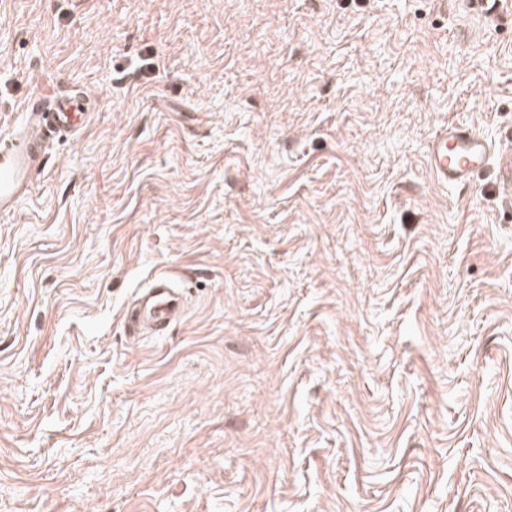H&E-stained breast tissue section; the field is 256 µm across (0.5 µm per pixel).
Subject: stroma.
I'll return each instance as SVG.
<instances>
[{"instance_id": "1", "label": "stroma", "mask_w": 512, "mask_h": 512, "mask_svg": "<svg viewBox=\"0 0 512 512\" xmlns=\"http://www.w3.org/2000/svg\"><path fill=\"white\" fill-rule=\"evenodd\" d=\"M0 512H512V0H0ZM170 275L183 318L132 335ZM91 104L78 93L63 94L42 78L24 103L19 125L0 138V215H12L28 197L49 139L76 135L91 117ZM487 137L467 126L453 127L436 139L429 154V164L444 184L466 182L490 157Z\"/></svg>"}]
</instances>
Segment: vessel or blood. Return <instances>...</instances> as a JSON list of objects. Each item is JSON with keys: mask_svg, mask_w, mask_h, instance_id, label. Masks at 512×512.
I'll list each match as a JSON object with an SVG mask.
<instances>
[{"mask_svg": "<svg viewBox=\"0 0 512 512\" xmlns=\"http://www.w3.org/2000/svg\"><path fill=\"white\" fill-rule=\"evenodd\" d=\"M91 117L86 96L60 93L42 78L26 100L19 125L0 138V215L16 213L28 197L35 172L43 163L46 144L55 137L78 134ZM487 137L467 126L453 127L434 142L429 164L444 184L466 182L490 157ZM184 288L170 277H154L136 291L132 322L138 331L160 335L187 310Z\"/></svg>", "mask_w": 512, "mask_h": 512, "instance_id": "vessel-or-blood-1", "label": "vessel or blood"}]
</instances>
